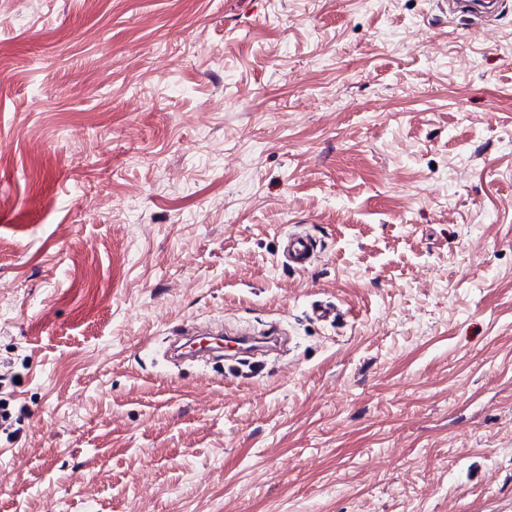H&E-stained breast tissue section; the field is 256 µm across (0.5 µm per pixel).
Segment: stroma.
Returning a JSON list of instances; mask_svg holds the SVG:
<instances>
[{
    "instance_id": "stroma-1",
    "label": "stroma",
    "mask_w": 512,
    "mask_h": 512,
    "mask_svg": "<svg viewBox=\"0 0 512 512\" xmlns=\"http://www.w3.org/2000/svg\"><path fill=\"white\" fill-rule=\"evenodd\" d=\"M0 399V512H512V0H0ZM319 242L310 233L292 230L283 238L280 254L296 271L308 270L318 250ZM198 336H206L198 338ZM249 333H224L223 329L201 330L189 328L182 336H178L171 348V356L176 359L208 355L212 358L231 359L240 356H255L256 347L248 337Z\"/></svg>"
}]
</instances>
